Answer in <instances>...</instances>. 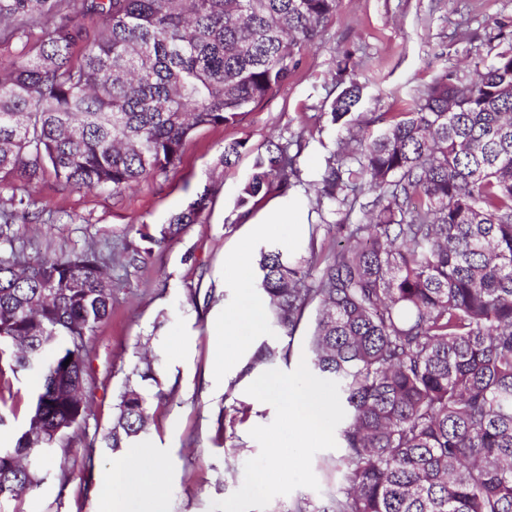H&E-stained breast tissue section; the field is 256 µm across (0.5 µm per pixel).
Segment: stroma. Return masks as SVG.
Returning a JSON list of instances; mask_svg holds the SVG:
<instances>
[{
  "mask_svg": "<svg viewBox=\"0 0 512 512\" xmlns=\"http://www.w3.org/2000/svg\"><path fill=\"white\" fill-rule=\"evenodd\" d=\"M502 23L512 28V0H339L336 15L317 44L302 53L288 81L237 122L195 129L179 164L167 174L116 196L104 189L66 187L50 176L39 182L33 192L37 209L65 216V223L11 224L5 233L29 259L90 246L109 255L112 313L88 343L85 364L92 388L71 448L57 449L41 470L40 484L0 501V512H106L105 499L93 492L95 480L127 451L105 448L103 436L128 376L147 353L156 357L157 378L140 384L152 420L139 443L155 462L150 500L160 512H209L212 502L235 492L245 462L259 453L250 429L275 417L271 405L246 393L267 368L252 365V357L263 344L287 346L289 360L272 366L295 370L308 353L304 337L315 312L307 310L292 338L266 322L239 321L233 346L221 358L224 366L216 368L209 323L259 296L254 279L225 273V265L243 250L253 264L273 247L309 255L311 244L335 241L336 225L360 219L356 210L323 223L308 196L326 159L349 137L347 128L331 124L329 117L341 90L339 70L360 83L364 118L401 112L439 74L468 77L475 65L488 62L498 50ZM237 141L245 143V152L233 166H222L225 145ZM271 141L299 144L298 177L286 194H269L249 211L256 217L282 200L298 206L304 221L263 229L244 223L237 203L257 155ZM207 186L213 203L201 223L154 248L143 263L125 264L123 249L141 245L142 225L167 223ZM9 383L10 393L0 403V448L14 445L36 392L23 375ZM340 454L337 448L316 453L312 468L319 490L298 488L276 497L272 512H287L300 497L317 504L335 491L336 478L322 465L335 463Z\"/></svg>",
  "mask_w": 512,
  "mask_h": 512,
  "instance_id": "35a3bbf8",
  "label": "stroma"
}]
</instances>
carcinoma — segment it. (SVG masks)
I'll return each mask as SVG.
<instances>
[{"instance_id":"carcinoma-1","label":"carcinoma","mask_w":512,"mask_h":512,"mask_svg":"<svg viewBox=\"0 0 512 512\" xmlns=\"http://www.w3.org/2000/svg\"><path fill=\"white\" fill-rule=\"evenodd\" d=\"M339 0H0V223L27 220L46 175L117 195L180 162L189 134L233 123L292 75ZM93 15L97 29L83 19ZM82 44L80 57L72 49ZM476 78L436 77L384 128L330 157L319 211L368 190L367 223L310 257L261 252L271 327L293 337L317 302L309 370L339 384L342 483L289 512H512V31ZM330 112L359 125L353 78ZM296 157L259 156L239 206L290 188ZM196 195L141 262L207 210ZM0 246V358L39 391L15 445L0 449V497L41 482V463L83 420L87 339L112 310L106 262L89 249L28 261ZM52 281L55 290L44 284ZM259 348L252 365L289 359ZM147 398L127 381L105 447L145 432Z\"/></svg>"}]
</instances>
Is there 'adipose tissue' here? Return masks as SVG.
Instances as JSON below:
<instances>
[{
    "instance_id": "1",
    "label": "adipose tissue",
    "mask_w": 512,
    "mask_h": 512,
    "mask_svg": "<svg viewBox=\"0 0 512 512\" xmlns=\"http://www.w3.org/2000/svg\"><path fill=\"white\" fill-rule=\"evenodd\" d=\"M152 472L147 454L136 449L115 465L112 471L104 474L98 482L99 489L108 490L115 484L122 489L121 495L110 502V512H142L141 504Z\"/></svg>"
}]
</instances>
